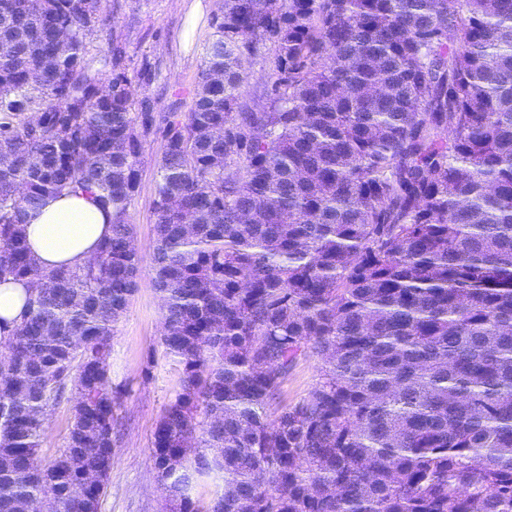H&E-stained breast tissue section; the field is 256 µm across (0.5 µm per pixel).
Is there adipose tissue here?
Returning <instances> with one entry per match:
<instances>
[{
	"instance_id": "obj_1",
	"label": "adipose tissue",
	"mask_w": 512,
	"mask_h": 512,
	"mask_svg": "<svg viewBox=\"0 0 512 512\" xmlns=\"http://www.w3.org/2000/svg\"><path fill=\"white\" fill-rule=\"evenodd\" d=\"M115 215L102 210L83 192H64L49 197L32 212L25 235L33 257L46 270L82 267L97 255L111 237ZM33 295L30 283L6 279L0 282V327L12 330Z\"/></svg>"
}]
</instances>
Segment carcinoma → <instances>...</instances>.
Here are the masks:
<instances>
[{"mask_svg":"<svg viewBox=\"0 0 512 512\" xmlns=\"http://www.w3.org/2000/svg\"><path fill=\"white\" fill-rule=\"evenodd\" d=\"M102 0H0V279L35 287L0 342V512H98L125 222L166 148L153 265L178 389L151 461L166 512H512V0H224L193 108L157 124ZM276 54L242 112L244 63ZM140 111H135V107ZM113 211L87 267L23 224L64 191ZM308 396L270 412L298 360ZM75 395L65 447L43 415Z\"/></svg>","mask_w":512,"mask_h":512,"instance_id":"1","label":"carcinoma"}]
</instances>
